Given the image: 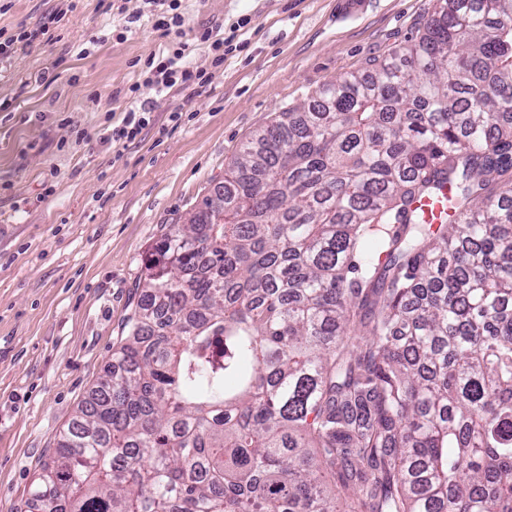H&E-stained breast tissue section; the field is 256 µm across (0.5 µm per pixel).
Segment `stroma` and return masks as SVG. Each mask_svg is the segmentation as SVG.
Masks as SVG:
<instances>
[{
  "instance_id": "35a3bbf8",
  "label": "stroma",
  "mask_w": 512,
  "mask_h": 512,
  "mask_svg": "<svg viewBox=\"0 0 512 512\" xmlns=\"http://www.w3.org/2000/svg\"><path fill=\"white\" fill-rule=\"evenodd\" d=\"M436 0H182L162 35L143 0H0V37L54 43L0 60V512L111 360L146 255L246 141L324 84L415 37ZM233 37L215 65L198 35ZM187 46L203 85L157 92L145 59ZM152 109L129 144L128 89Z\"/></svg>"
}]
</instances>
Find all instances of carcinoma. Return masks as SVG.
Segmentation results:
<instances>
[{
	"instance_id": "cac0c4a2",
	"label": "carcinoma",
	"mask_w": 512,
	"mask_h": 512,
	"mask_svg": "<svg viewBox=\"0 0 512 512\" xmlns=\"http://www.w3.org/2000/svg\"><path fill=\"white\" fill-rule=\"evenodd\" d=\"M438 2L155 243L39 512H512V3ZM449 188H443L441 193L433 197H424L416 203V208L430 224H440L444 215H448Z\"/></svg>"
}]
</instances>
